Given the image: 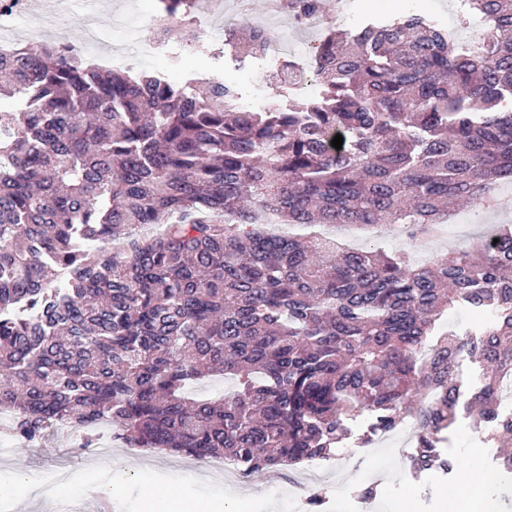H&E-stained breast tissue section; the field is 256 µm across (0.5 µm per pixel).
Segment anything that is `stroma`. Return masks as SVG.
I'll return each mask as SVG.
<instances>
[{
    "mask_svg": "<svg viewBox=\"0 0 512 512\" xmlns=\"http://www.w3.org/2000/svg\"><path fill=\"white\" fill-rule=\"evenodd\" d=\"M157 9L158 0H112L111 7L91 13L81 0H72L62 18L59 39L77 45L92 28L108 41L130 14H149ZM419 9L418 0H354L352 21L337 19L332 26L346 30L373 15H401ZM247 18L262 22L275 32L276 43L266 55L241 64L223 55L224 44L220 41L212 42L208 52L188 53L178 49L179 35L173 31L169 34V59L161 63V71L174 68L182 77L221 75L226 83L237 88L242 101L263 109L282 80L281 44L308 42L312 36L289 13L269 14L267 0H250ZM499 189L501 198L496 211L485 213L483 220L477 222L468 209H459L453 213L446 234L436 239L410 240L395 224L379 227L372 238L344 229L336 230L335 236L359 247L372 243L389 252L404 253L419 264L436 256L450 257L458 249L472 247L495 225L512 224V182L501 183ZM373 422L372 414L367 412L347 420V439L331 459L319 462L320 481L312 489L305 483L306 468L302 465L280 469L273 477L264 471L248 475L243 483L218 482L204 478L197 459L181 453L128 448L113 440L116 453L111 465L104 467L90 453L78 448L76 434L69 429L47 433L41 441L28 446L15 438L11 441L13 452L9 462L0 464V498L11 505L12 512H60L66 504L75 512H98V488L108 487L112 470L123 468L127 475L122 491L109 512H142L146 498H161L173 491L185 499L240 501L245 512H307L304 500L313 489L321 497L322 512H444L445 503L457 491L455 476L444 477L434 471L414 476L407 468V444L416 432L415 421L403 418L387 433L372 431ZM447 437L448 446L441 454L452 462L455 470L484 472L497 466L496 453L483 447L471 450L463 437L452 431ZM16 470L25 473L28 480L46 483L56 473L66 472L67 491L55 502L45 494L16 497L8 486ZM369 486L375 492L366 500L362 491Z\"/></svg>",
    "mask_w": 512,
    "mask_h": 512,
    "instance_id": "35a3bbf8",
    "label": "stroma"
}]
</instances>
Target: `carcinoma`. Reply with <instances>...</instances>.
I'll return each mask as SVG.
<instances>
[{"mask_svg": "<svg viewBox=\"0 0 512 512\" xmlns=\"http://www.w3.org/2000/svg\"><path fill=\"white\" fill-rule=\"evenodd\" d=\"M193 0H159L192 33ZM327 0H286L295 19ZM473 50L422 15L331 30L312 48L318 98L261 112L224 78L112 69L72 47L0 51V411L28 442L112 423L132 448L232 458L246 472L329 458L345 420L418 425L417 472L446 467L455 372L490 368L476 428L512 436V227L448 259L348 249L270 224H401L417 239L462 202L479 217L512 181V0H462ZM258 23L224 30L243 61ZM342 135V149L331 145ZM163 224L160 234L136 226ZM499 242H494V239ZM492 315L475 338L447 311ZM234 375L215 401L185 387ZM495 484L512 477L499 451Z\"/></svg>", "mask_w": 512, "mask_h": 512, "instance_id": "1", "label": "carcinoma"}]
</instances>
